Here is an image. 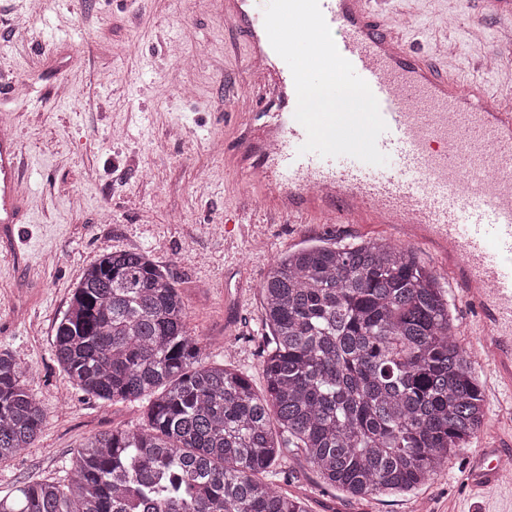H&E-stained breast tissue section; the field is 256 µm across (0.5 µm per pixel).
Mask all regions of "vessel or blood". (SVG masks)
Instances as JSON below:
<instances>
[{"label":"vessel or blood","mask_w":512,"mask_h":512,"mask_svg":"<svg viewBox=\"0 0 512 512\" xmlns=\"http://www.w3.org/2000/svg\"><path fill=\"white\" fill-rule=\"evenodd\" d=\"M391 0H319L339 53L375 95L387 129L377 146L388 161L302 152L292 73L272 48L256 0H223L224 18L249 36L245 63L263 103L247 112L235 170L265 214L303 222L341 218L397 224L448 261L477 313L482 344L512 392V94L478 76L442 74L386 26ZM28 172L14 139L0 136V223L24 224L17 186ZM498 449H486L472 484L500 480Z\"/></svg>","instance_id":"obj_1"}]
</instances>
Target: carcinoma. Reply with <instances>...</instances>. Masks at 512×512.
Listing matches in <instances>:
<instances>
[{"label": "carcinoma", "mask_w": 512, "mask_h": 512, "mask_svg": "<svg viewBox=\"0 0 512 512\" xmlns=\"http://www.w3.org/2000/svg\"><path fill=\"white\" fill-rule=\"evenodd\" d=\"M260 290L263 395L205 361L181 295L147 254L90 264L54 354L88 395L148 399L144 420L90 435L66 482L25 483L0 496V512H307L260 478L285 449L353 497L407 493L484 424L448 299L411 250L383 239L298 249ZM44 421L25 365L0 352V464Z\"/></svg>", "instance_id": "cac0c4a2"}]
</instances>
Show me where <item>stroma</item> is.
<instances>
[{
  "label": "stroma",
  "mask_w": 512,
  "mask_h": 512,
  "mask_svg": "<svg viewBox=\"0 0 512 512\" xmlns=\"http://www.w3.org/2000/svg\"><path fill=\"white\" fill-rule=\"evenodd\" d=\"M413 11L411 45L468 72L494 47L496 23L473 0H392ZM248 40L212 0H0V94L8 126L31 169L23 185L29 221L0 224V351L27 368L45 414L32 448L0 464V491L60 480L85 438L143 420L145 401L108 402L76 388L53 352L55 325L84 269L107 252L144 251L176 286L187 328L207 362L245 373L256 392L262 369L260 285L280 256L318 244L385 238L388 224H289L247 213L212 232L245 195L228 165L246 126L236 101L251 82ZM448 300L460 344L472 351L488 409L485 424L447 468L408 495L350 497L325 485L303 457L286 454L276 489L309 512H512V480L479 490L473 457L496 448L512 464V398L499 394L490 359L474 354L476 315L442 256L412 244Z\"/></svg>",
  "instance_id": "stroma-1"
}]
</instances>
